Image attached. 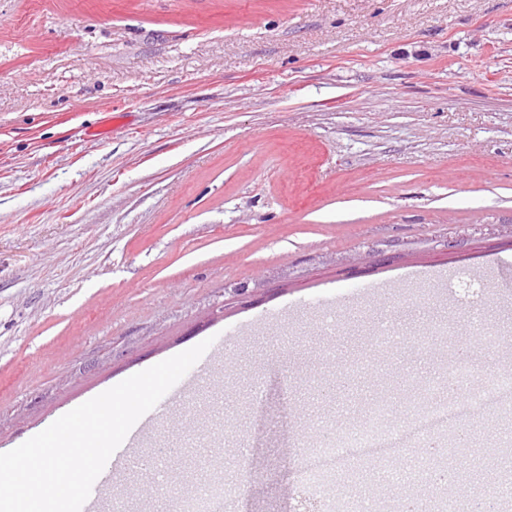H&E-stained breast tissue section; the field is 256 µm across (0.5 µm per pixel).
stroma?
Segmentation results:
<instances>
[{"label":"stroma","instance_id":"stroma-1","mask_svg":"<svg viewBox=\"0 0 512 512\" xmlns=\"http://www.w3.org/2000/svg\"><path fill=\"white\" fill-rule=\"evenodd\" d=\"M464 273L482 344L435 286ZM383 321L512 368V0H0V453L209 338L214 386L136 454L210 432L257 460L214 512H294L306 417L365 411L325 354L373 360ZM388 361L392 388L448 369ZM147 478L118 463L125 512H175L128 498Z\"/></svg>","mask_w":512,"mask_h":512}]
</instances>
